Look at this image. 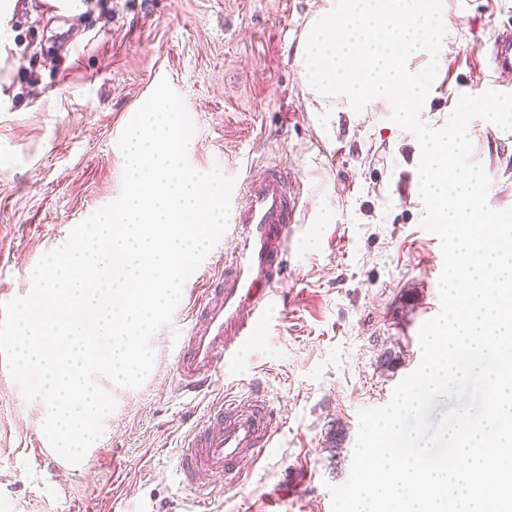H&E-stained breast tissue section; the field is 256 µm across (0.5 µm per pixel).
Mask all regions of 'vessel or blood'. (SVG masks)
I'll return each instance as SVG.
<instances>
[{
  "label": "vessel or blood",
  "mask_w": 512,
  "mask_h": 512,
  "mask_svg": "<svg viewBox=\"0 0 512 512\" xmlns=\"http://www.w3.org/2000/svg\"><path fill=\"white\" fill-rule=\"evenodd\" d=\"M303 183L281 166L248 163L231 193L224 272L194 296L185 318L172 324L177 338L179 392H204L220 366L237 362L257 329L284 299L288 232L296 221ZM279 428L276 411L261 392L213 400L185 433L175 466L180 482L207 499L216 479L238 484L247 461L270 448Z\"/></svg>",
  "instance_id": "1"
}]
</instances>
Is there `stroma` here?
<instances>
[{
  "instance_id": "obj_1",
  "label": "stroma",
  "mask_w": 512,
  "mask_h": 512,
  "mask_svg": "<svg viewBox=\"0 0 512 512\" xmlns=\"http://www.w3.org/2000/svg\"><path fill=\"white\" fill-rule=\"evenodd\" d=\"M20 2L0 69L6 298L28 295L41 257L118 197V139L161 79L195 125V169L227 175L251 158L275 162L298 172L304 190L288 302L212 391L174 392L176 339L159 328L141 387L97 376L117 405L75 468L43 433L44 404L0 376V512H196L174 474L176 445L215 395L255 383L282 425L207 512H332L329 488L350 475L359 410L390 402L439 301L441 246L421 226L412 134L383 107L356 113L341 98L320 123L296 53L323 0H84L78 16ZM447 3L444 70L424 115L440 127L461 95L486 91L488 48L512 28V0ZM470 138L490 206L512 208V133L480 119Z\"/></svg>"
}]
</instances>
